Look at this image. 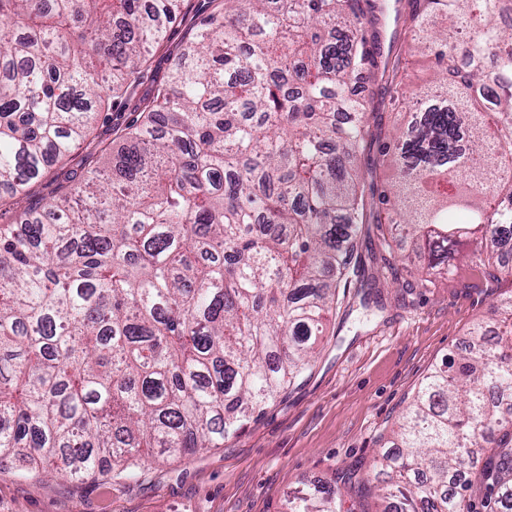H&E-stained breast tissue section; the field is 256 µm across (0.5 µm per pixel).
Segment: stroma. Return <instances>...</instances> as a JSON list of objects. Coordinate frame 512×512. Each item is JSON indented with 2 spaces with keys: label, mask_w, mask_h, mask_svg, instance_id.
I'll list each match as a JSON object with an SVG mask.
<instances>
[{
  "label": "stroma",
  "mask_w": 512,
  "mask_h": 512,
  "mask_svg": "<svg viewBox=\"0 0 512 512\" xmlns=\"http://www.w3.org/2000/svg\"><path fill=\"white\" fill-rule=\"evenodd\" d=\"M386 3L381 49L388 56L404 48L413 81H422L427 62L404 47L408 0ZM207 12V0H186L167 46L151 52L149 80L135 97L166 75L170 51ZM500 292L497 284L470 287L462 272L432 288L383 287L380 316L366 325L362 311L338 315L312 369L223 447L76 481L3 463L0 512H286L289 495L345 470L371 481L382 438L429 371L488 319Z\"/></svg>",
  "instance_id": "obj_1"
}]
</instances>
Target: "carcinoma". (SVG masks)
I'll use <instances>...</instances> for the list:
<instances>
[{
	"label": "carcinoma",
	"instance_id": "obj_1",
	"mask_svg": "<svg viewBox=\"0 0 512 512\" xmlns=\"http://www.w3.org/2000/svg\"><path fill=\"white\" fill-rule=\"evenodd\" d=\"M510 2L413 0L433 87L385 132L347 95L405 86L376 44L383 0H209L121 146L31 201L185 0H0V460L29 448L26 469L76 479L223 446L311 369L338 308H370L399 238L427 258L419 288L512 277L491 262L512 244ZM375 144L399 172L388 222L351 165ZM472 335L376 460L382 512H512V396L490 400L512 392V289ZM337 494L286 512H341Z\"/></svg>",
	"mask_w": 512,
	"mask_h": 512
}]
</instances>
